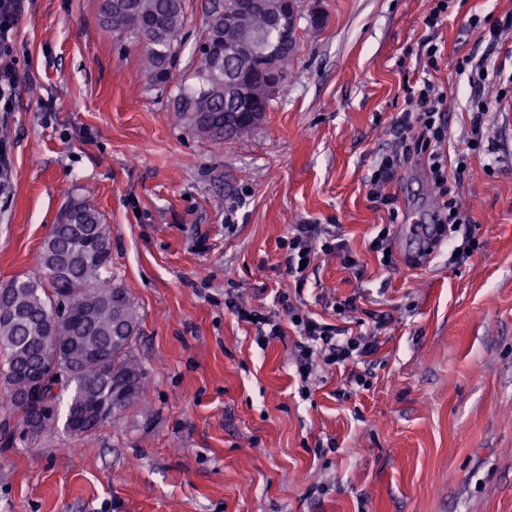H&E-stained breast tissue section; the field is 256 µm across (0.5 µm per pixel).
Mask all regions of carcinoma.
Listing matches in <instances>:
<instances>
[{
	"label": "carcinoma",
	"mask_w": 512,
	"mask_h": 512,
	"mask_svg": "<svg viewBox=\"0 0 512 512\" xmlns=\"http://www.w3.org/2000/svg\"><path fill=\"white\" fill-rule=\"evenodd\" d=\"M279 0H260L243 9L241 0H210L206 28L194 49L190 81L179 84L173 100L177 124L221 147L250 134L263 120L288 78L299 49L298 25L280 29L272 15ZM102 25L141 49L149 81L167 86L181 53L185 0H99ZM238 18L227 30L224 18ZM277 47L279 80L257 86L244 79L230 83L243 65L255 66ZM244 100L259 111L255 120L234 111ZM37 271L0 284V423L12 436L4 447L32 441L57 426L58 404L70 394L64 427L86 434L73 420L92 402L112 398L111 422L146 392L148 372L136 354L141 316L127 288L112 276L109 225L86 199L74 197L60 212L36 261ZM41 371L50 384L32 406L17 407L15 391ZM37 430L25 428L27 417Z\"/></svg>",
	"instance_id": "carcinoma-1"
}]
</instances>
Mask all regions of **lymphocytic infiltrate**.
Segmentation results:
<instances>
[{
	"label": "lymphocytic infiltrate",
	"instance_id": "1",
	"mask_svg": "<svg viewBox=\"0 0 512 512\" xmlns=\"http://www.w3.org/2000/svg\"><path fill=\"white\" fill-rule=\"evenodd\" d=\"M24 0H0V112L14 109L18 78L14 55V34L23 11ZM430 7L423 18L424 33L418 43L417 55L423 61L425 76L407 86V103L397 120L394 146L382 154L375 163L368 180L369 195L378 206L386 208L390 217H397L395 198L386 186L404 167L415 160L426 159L428 174L442 199L441 211L436 218L432 240H439L448 228L467 223L468 218L459 210V204L448 187V157L444 147L448 142V93L429 77L438 70L444 48L438 30L448 17L450 0H429ZM459 73L465 74L472 91L470 101L471 131L458 151L459 158L479 151L483 143V117L491 108L483 89L488 80L486 59L464 57L456 63ZM287 273L296 285H303L308 277L301 261H313L317 252H342L345 243L335 231L321 229L316 224L294 225L282 240ZM288 317L299 339L295 344L296 372L301 382H308L315 362L327 366H346L361 363L376 349L375 334L352 332L347 327L328 323L289 308Z\"/></svg>",
	"mask_w": 512,
	"mask_h": 512
}]
</instances>
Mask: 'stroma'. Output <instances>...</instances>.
Instances as JSON below:
<instances>
[{
	"label": "stroma",
	"instance_id": "stroma-1",
	"mask_svg": "<svg viewBox=\"0 0 512 512\" xmlns=\"http://www.w3.org/2000/svg\"><path fill=\"white\" fill-rule=\"evenodd\" d=\"M427 7L301 0L283 90L249 136L217 148L173 123L174 85H150L138 48L103 31L98 0H26L16 106L0 112V283L32 273L60 210L86 198L139 308L149 384L117 424L0 449V512H512V91L485 87L483 147L451 185L471 218L457 232L432 246L414 233L439 206L422 162L388 187L397 218L366 186L423 76ZM206 8L186 0L173 77L193 67ZM474 15L512 19V0H453L440 29L431 78L450 94L452 168L471 126L456 60L512 72V28L489 47ZM294 224L334 225L356 266L320 253L296 286L280 248ZM384 226L388 266L370 248ZM466 236L475 249L455 258ZM282 292L331 323L351 297L347 326L385 319L367 390L339 397L347 369L318 363L300 391ZM235 302L280 319L283 337L258 347Z\"/></svg>",
	"mask_w": 512,
	"mask_h": 512
}]
</instances>
